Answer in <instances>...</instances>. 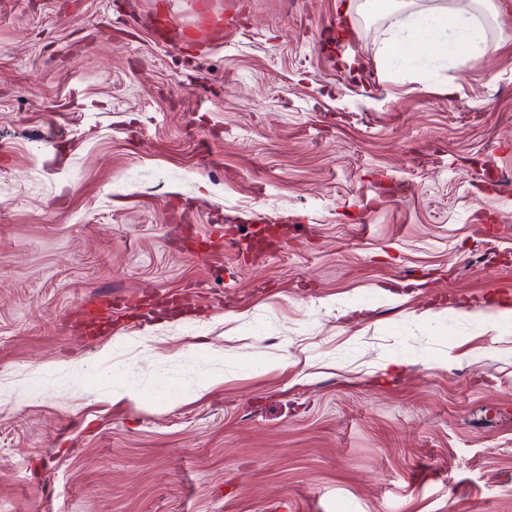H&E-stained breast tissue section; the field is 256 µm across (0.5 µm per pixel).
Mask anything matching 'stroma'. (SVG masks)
Wrapping results in <instances>:
<instances>
[{"label": "stroma", "instance_id": "stroma-1", "mask_svg": "<svg viewBox=\"0 0 512 512\" xmlns=\"http://www.w3.org/2000/svg\"><path fill=\"white\" fill-rule=\"evenodd\" d=\"M404 13L0 0V512H512V10L462 57ZM152 291H144L139 295H124V294H101L103 300L101 304H105L106 310L113 313L136 311L140 306L142 298L152 296Z\"/></svg>", "mask_w": 512, "mask_h": 512}]
</instances>
